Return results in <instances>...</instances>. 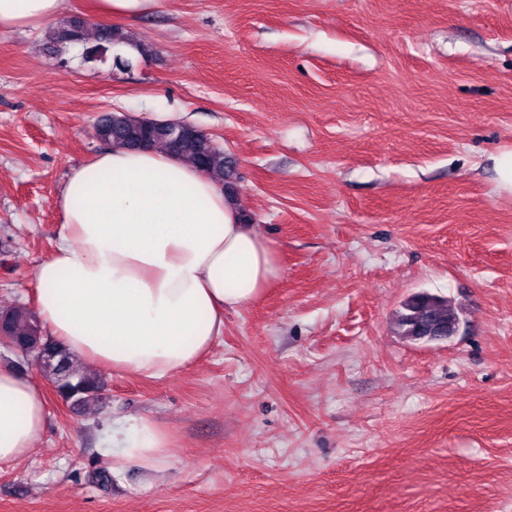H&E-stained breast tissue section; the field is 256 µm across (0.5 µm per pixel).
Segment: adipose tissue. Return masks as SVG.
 <instances>
[{
  "label": "adipose tissue",
  "mask_w": 512,
  "mask_h": 512,
  "mask_svg": "<svg viewBox=\"0 0 512 512\" xmlns=\"http://www.w3.org/2000/svg\"><path fill=\"white\" fill-rule=\"evenodd\" d=\"M69 0H0V33L55 26ZM55 206L51 255L35 271L36 310L47 333L77 358L148 377L200 360L224 332V314L251 305L283 274L257 225L209 175L160 150L112 147L73 168ZM46 395L0 367V464L41 439ZM122 463L153 472L173 440L148 417L113 430Z\"/></svg>",
  "instance_id": "ef3b65f1"
}]
</instances>
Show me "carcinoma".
I'll return each instance as SVG.
<instances>
[{"instance_id":"cac0c4a2","label":"carcinoma","mask_w":512,"mask_h":512,"mask_svg":"<svg viewBox=\"0 0 512 512\" xmlns=\"http://www.w3.org/2000/svg\"><path fill=\"white\" fill-rule=\"evenodd\" d=\"M120 42L133 45L142 59L154 54L151 45L136 40L130 32L117 26L100 25L94 39H89L88 22L80 16L63 20L44 35L45 47L59 56L74 45H82L84 63L93 65L106 63L112 47ZM95 130L97 137L108 146L131 151L145 147L163 148L195 164L217 183H224V151L191 123L171 131L165 125L149 124L138 116L116 111L101 114ZM0 323L15 341L24 345L37 342L42 346L39 351L40 372L55 385L60 396L82 404L98 398L102 382L81 372L65 347L42 334L40 323L32 311L16 307L0 313ZM460 325V314L449 300L427 294L405 301L394 322L396 333L406 338L443 334L450 328L457 331Z\"/></svg>"}]
</instances>
